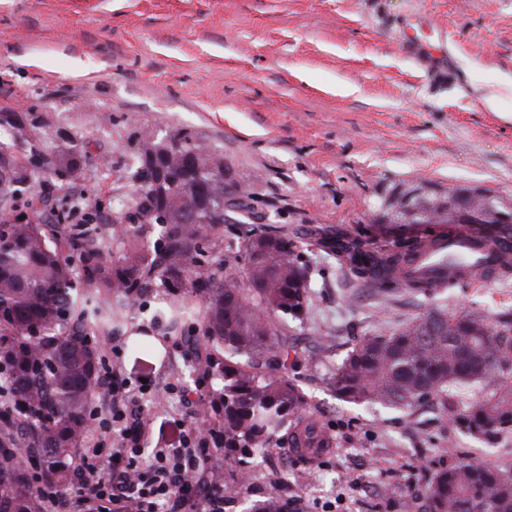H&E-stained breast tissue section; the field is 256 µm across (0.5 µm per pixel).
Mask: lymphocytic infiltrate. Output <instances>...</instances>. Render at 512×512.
Wrapping results in <instances>:
<instances>
[{
	"label": "lymphocytic infiltrate",
	"instance_id": "obj_1",
	"mask_svg": "<svg viewBox=\"0 0 512 512\" xmlns=\"http://www.w3.org/2000/svg\"><path fill=\"white\" fill-rule=\"evenodd\" d=\"M139 397L117 365H107L100 392L92 401V425L79 450L72 484L76 500L46 489L47 512H156L159 504L173 512H222L223 492L195 481L210 442L195 422L176 419L169 447L145 450L146 423L136 415Z\"/></svg>",
	"mask_w": 512,
	"mask_h": 512
}]
</instances>
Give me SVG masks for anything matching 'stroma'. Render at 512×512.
<instances>
[{
  "label": "stroma",
  "instance_id": "obj_1",
  "mask_svg": "<svg viewBox=\"0 0 512 512\" xmlns=\"http://www.w3.org/2000/svg\"><path fill=\"white\" fill-rule=\"evenodd\" d=\"M411 13L452 33L464 85L431 81L403 54L392 24ZM179 131L223 151L256 229L309 244L311 302L287 326L289 375L334 442L311 462L269 449L224 512L271 493L302 512H403L448 462L512 468V433L488 445L436 401L355 405L328 386L358 340L426 311L511 313L512 278L383 297L319 245L350 237L391 251L477 195L512 213V0H0V148L26 188L51 204L81 200L119 234L134 210L137 138ZM67 153L81 161L71 173L56 165ZM159 308L155 290L97 343L122 377L151 388L150 449L168 447L173 418L201 420L212 396L189 366L197 347L166 333ZM142 337L163 355L135 348Z\"/></svg>",
  "mask_w": 512,
  "mask_h": 512
}]
</instances>
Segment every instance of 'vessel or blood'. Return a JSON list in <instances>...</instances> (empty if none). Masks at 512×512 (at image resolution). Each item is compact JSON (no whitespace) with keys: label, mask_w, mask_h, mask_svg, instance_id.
<instances>
[{"label":"vessel or blood","mask_w":512,"mask_h":512,"mask_svg":"<svg viewBox=\"0 0 512 512\" xmlns=\"http://www.w3.org/2000/svg\"><path fill=\"white\" fill-rule=\"evenodd\" d=\"M403 47L419 64L438 77H447L448 38L444 32L430 30L424 17L404 18L400 23ZM427 248L419 251L412 268L416 275L437 277L447 271V259L456 267L468 268L473 276L483 275L486 267L496 264L499 255L512 251V239L494 237L479 230H442L429 236Z\"/></svg>","instance_id":"vessel-or-blood-1"}]
</instances>
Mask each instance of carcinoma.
I'll list each match as a JSON object with an SVG mask.
<instances>
[{"instance_id":"obj_1","label":"carcinoma","mask_w":512,"mask_h":512,"mask_svg":"<svg viewBox=\"0 0 512 512\" xmlns=\"http://www.w3.org/2000/svg\"><path fill=\"white\" fill-rule=\"evenodd\" d=\"M178 132L168 140L137 142L134 215L120 237V256L104 253L112 240L100 224H70L75 203L66 201L47 219L0 217V512H44L27 473L41 468L59 489L70 482V449L89 430L88 408L96 392L100 354L88 327L110 329L125 320L127 303L165 293L161 314L168 330H182L187 298L201 300L204 338L224 349V360H197L217 387L204 410L216 419L217 447L245 481L250 464L280 444L330 448L331 437L306 416L305 399L288 378L296 354L283 331L303 321L310 290L300 246L288 237L252 230L223 263L214 253L224 225L249 219V197L226 180L224 153ZM13 161L0 152V200L17 199ZM159 239L145 243L153 226ZM323 248L338 264L381 293L400 288L426 294L433 284L403 265L418 244L388 253L369 252L349 238ZM79 254L86 285L77 286L63 250ZM512 320L480 313L429 312L387 336H366L329 378L331 391L351 403L410 406L429 398L452 415L465 435L491 442L512 432ZM484 390L462 410L448 394L453 385ZM404 512H512V470L485 462L451 463L439 469L424 494Z\"/></svg>"}]
</instances>
